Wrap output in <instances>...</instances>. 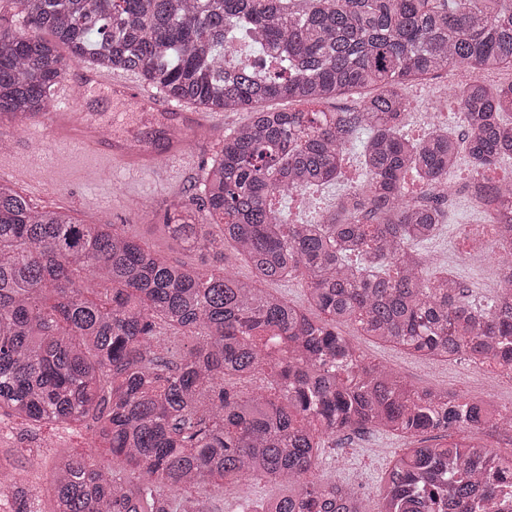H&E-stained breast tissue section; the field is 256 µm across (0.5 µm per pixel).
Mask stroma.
I'll return each mask as SVG.
<instances>
[{
    "label": "stroma",
    "instance_id": "obj_1",
    "mask_svg": "<svg viewBox=\"0 0 512 512\" xmlns=\"http://www.w3.org/2000/svg\"><path fill=\"white\" fill-rule=\"evenodd\" d=\"M455 87L453 75L446 69L431 83L407 89L410 107L405 115L406 128L417 127V114L430 111V91L448 94ZM77 92L93 101L95 119L115 135L152 139L163 122L162 113L130 108L114 100L106 88L87 85L78 87ZM0 138L8 140L11 149L29 161L27 177L12 181L11 186L32 208L64 211L87 224L116 225L171 263L220 271V261L185 249L166 235L162 225L173 211L185 209L191 212L195 223H209V214L201 201L203 176L219 159L223 138L214 139L192 165L165 161L160 171L142 173L114 167L105 158L6 126L0 127ZM484 220V211L470 201L468 186H460L454 200L445 206L439 235L418 244L417 249L429 256L447 255L449 272L470 293L492 297L497 293L495 283L500 277L498 261L491 253L467 252L460 235L462 225L480 224ZM337 330L356 341L367 361L398 372L416 388L488 399L503 407L512 405V381L491 370L464 360L448 363L417 357L360 335L349 322L338 324ZM92 440L84 423L68 427L34 426L16 417L0 418V461L7 465L15 482L27 489L32 512H46L49 506L53 458L59 450L75 456H94L97 465L105 470H125L124 461L113 457L108 449L93 447ZM411 444V439L383 432L340 435L328 441L315 473L347 484L373 508L378 504L385 472ZM191 493L209 501L215 512H239L245 501L275 496L278 489L251 480L226 486L221 492L202 483L192 488Z\"/></svg>",
    "mask_w": 512,
    "mask_h": 512
}]
</instances>
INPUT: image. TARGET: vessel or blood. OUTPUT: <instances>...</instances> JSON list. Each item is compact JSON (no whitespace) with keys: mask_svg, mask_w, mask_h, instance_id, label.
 <instances>
[{"mask_svg":"<svg viewBox=\"0 0 512 512\" xmlns=\"http://www.w3.org/2000/svg\"><path fill=\"white\" fill-rule=\"evenodd\" d=\"M89 82L111 88L115 96L121 97L126 105L144 111L159 109L166 111L169 124L163 133L162 148L145 142H135L109 135L97 124L91 113L80 109L81 98L71 83L62 82L54 90L55 112L35 113L20 118V125L28 132H48L58 142H75L112 161L114 166L131 172L157 169L159 158L185 159L189 156L186 135L206 127L204 113L184 112L172 100L158 99L150 90L141 88L132 81L119 78L108 72L88 74Z\"/></svg>","mask_w":512,"mask_h":512,"instance_id":"vessel-or-blood-1","label":"vessel or blood"}]
</instances>
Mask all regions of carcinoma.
I'll return each instance as SVG.
<instances>
[{
    "mask_svg": "<svg viewBox=\"0 0 512 512\" xmlns=\"http://www.w3.org/2000/svg\"><path fill=\"white\" fill-rule=\"evenodd\" d=\"M14 2L29 27L0 31V114L46 111L77 60L137 72L178 102L251 117L224 135L206 172L212 223L179 213L164 225L223 263L231 245L250 281L172 264L114 224L35 210L0 183V416L88 421L94 442L134 469L57 452L52 512H212L189 489L258 477L280 494L241 512H371L336 481L311 477L325 439L512 422L511 411L481 416L480 400L414 388L336 331L351 320L417 356L512 371V287L479 298L424 276L430 258L413 245L439 233L442 197L405 199L409 174L428 188L462 154L478 176L512 156V83L481 79L512 69V0ZM450 65L471 76L456 97L466 134L404 135L405 88ZM370 86L379 92L355 112L255 109ZM361 130L362 186L308 224L271 208L276 193L335 183ZM480 190L496 205L494 242L512 250V181ZM297 277L306 310L258 287ZM160 326L195 344L168 347ZM257 377L280 398L229 385ZM0 494L27 500L1 476ZM376 512H512V456L478 442H419L386 473Z\"/></svg>",
    "mask_w": 512,
    "mask_h": 512,
    "instance_id": "1",
    "label": "carcinoma"
}]
</instances>
